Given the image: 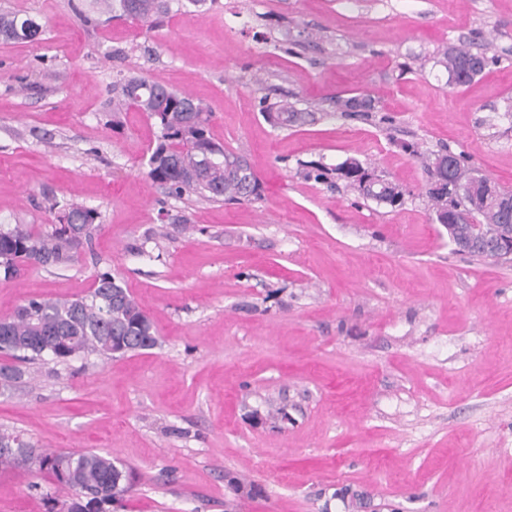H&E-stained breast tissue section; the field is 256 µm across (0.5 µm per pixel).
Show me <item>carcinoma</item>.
Wrapping results in <instances>:
<instances>
[{"instance_id":"carcinoma-1","label":"carcinoma","mask_w":512,"mask_h":512,"mask_svg":"<svg viewBox=\"0 0 512 512\" xmlns=\"http://www.w3.org/2000/svg\"><path fill=\"white\" fill-rule=\"evenodd\" d=\"M107 9L119 6L123 15L142 27L152 29L158 20L182 0H104ZM40 23L12 11L0 12V38L16 42L33 40ZM499 62L484 51L466 45L445 48L435 64L457 77L455 85L471 83L484 70ZM123 102L154 118L160 127L157 145L147 161L146 176L168 187L169 193L196 194L207 200L240 201L259 196L260 184L244 156L215 144L209 134L211 113L191 95L175 91L142 77H128L120 83ZM345 117L362 116L369 110L357 106L351 96L337 103ZM310 113L283 107L276 119L283 126L304 123ZM453 152L434 155L427 164L429 180H451L452 193L440 195L426 188L432 212L448 210L453 224L484 228L502 223L500 203L512 201V193H499V200L485 196L484 186L474 183V169L457 164L448 172L445 161ZM346 186L366 200L391 207L401 205L403 192L391 181L363 189L370 177L359 161L348 159L335 168ZM12 255L14 263H35L44 267L67 266L78 257L77 242L58 225L35 233L19 224L0 227V252ZM158 337L153 324L127 288L109 272L95 276L93 288L84 296L67 301L30 299L14 316L0 321V352L33 364L50 359L66 363L76 357L101 355L123 357L155 347ZM25 375L16 365H0V393L13 389ZM36 451L21 435L0 432V470L23 465L24 455ZM37 466L48 471L59 490L69 495L68 512H117L134 487L135 477L113 456L94 451L38 453Z\"/></svg>"}]
</instances>
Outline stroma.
<instances>
[{"mask_svg":"<svg viewBox=\"0 0 512 512\" xmlns=\"http://www.w3.org/2000/svg\"><path fill=\"white\" fill-rule=\"evenodd\" d=\"M74 0H0L40 43L0 41V225L99 218L65 268L0 277V319L70 300L110 271L155 348L33 365L0 396V431L93 450L138 475L122 512H224L225 473L258 484L236 512H512V258L454 252L425 195L448 148L512 192V0H207L153 29ZM500 57L462 87L433 58ZM143 77L211 112L260 198L168 196L145 175L159 128L112 105ZM371 100L368 119L337 97ZM314 121L281 128L263 102ZM356 158L404 193L391 208L308 170ZM52 477L0 470V512H47Z\"/></svg>","mask_w":512,"mask_h":512,"instance_id":"1","label":"stroma"}]
</instances>
